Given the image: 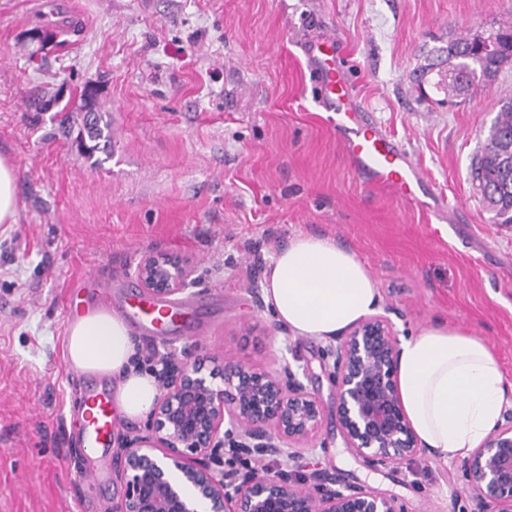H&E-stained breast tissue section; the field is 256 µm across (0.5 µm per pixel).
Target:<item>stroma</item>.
Wrapping results in <instances>:
<instances>
[{
	"label": "stroma",
	"mask_w": 512,
	"mask_h": 512,
	"mask_svg": "<svg viewBox=\"0 0 512 512\" xmlns=\"http://www.w3.org/2000/svg\"><path fill=\"white\" fill-rule=\"evenodd\" d=\"M512 24V0H0V154L16 166L17 221L0 224V504L7 512H108L116 471L83 476L84 374L66 354L71 285L86 272L137 287L141 259H188L195 337L138 336L141 357L217 356L311 371L325 416L303 458L249 467L395 498L404 512H482L463 460L374 469L335 420L329 341L293 336L252 288L296 233L332 237L377 281L398 337L448 323L482 336L512 385V224H496L472 167L512 63L464 99L417 87L427 50ZM334 36L361 115L423 171L409 204L366 186L323 119L309 47ZM98 89L112 156L77 141L82 91Z\"/></svg>",
	"instance_id": "obj_1"
}]
</instances>
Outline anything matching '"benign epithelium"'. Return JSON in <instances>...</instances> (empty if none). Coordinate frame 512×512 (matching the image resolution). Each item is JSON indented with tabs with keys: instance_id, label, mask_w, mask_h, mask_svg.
Returning a JSON list of instances; mask_svg holds the SVG:
<instances>
[{
	"instance_id": "obj_1",
	"label": "benign epithelium",
	"mask_w": 512,
	"mask_h": 512,
	"mask_svg": "<svg viewBox=\"0 0 512 512\" xmlns=\"http://www.w3.org/2000/svg\"><path fill=\"white\" fill-rule=\"evenodd\" d=\"M192 269L166 253L145 256L135 276L151 295L187 289ZM399 339L381 316L354 325L329 348L334 357L336 425L347 448L374 468L426 453L402 406ZM221 384H216V381ZM309 369L282 359L273 370L236 361L169 357L146 436L115 462L124 484L112 512H402L371 490L337 485L328 470L301 483L288 473L227 471L253 458L302 457L324 421ZM468 487L486 512H512V422L497 427L466 461Z\"/></svg>"
}]
</instances>
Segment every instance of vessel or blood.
Segmentation results:
<instances>
[{
  "instance_id": "1",
  "label": "vessel or blood",
  "mask_w": 512,
  "mask_h": 512,
  "mask_svg": "<svg viewBox=\"0 0 512 512\" xmlns=\"http://www.w3.org/2000/svg\"><path fill=\"white\" fill-rule=\"evenodd\" d=\"M336 40L328 36L310 47L309 55L318 73L321 104L326 120L335 128L344 155L363 177L366 185L390 190L399 198H415L417 189L426 185L424 174L400 152L392 138L375 125L360 121L349 99L347 84L336 70L332 58ZM79 290L70 292L69 312H78L83 304L81 291L92 288L111 293V285L87 274L79 280ZM124 314L143 333L157 336L195 330L196 323L186 304H175L163 298L129 292L124 300ZM82 435L96 453L88 466V477L94 478L110 466L108 449L117 426L111 393L93 389L84 397Z\"/></svg>"
}]
</instances>
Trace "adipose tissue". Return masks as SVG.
<instances>
[{
	"label": "adipose tissue",
	"instance_id": "adipose-tissue-1",
	"mask_svg": "<svg viewBox=\"0 0 512 512\" xmlns=\"http://www.w3.org/2000/svg\"><path fill=\"white\" fill-rule=\"evenodd\" d=\"M264 296L289 333L320 340L343 334L379 302L363 260L331 237L303 233L276 248ZM66 350L74 370L111 378L112 400L123 417L151 411L156 380L134 368L137 342L123 317L100 307L75 318ZM397 371L415 434L442 458H467L496 428L506 387L500 360L482 337L445 324L421 329L401 342Z\"/></svg>",
	"mask_w": 512,
	"mask_h": 512
}]
</instances>
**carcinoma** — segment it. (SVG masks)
Listing matches in <instances>:
<instances>
[{
    "label": "carcinoma",
    "mask_w": 512,
    "mask_h": 512,
    "mask_svg": "<svg viewBox=\"0 0 512 512\" xmlns=\"http://www.w3.org/2000/svg\"><path fill=\"white\" fill-rule=\"evenodd\" d=\"M499 62L493 53H479L468 46V36L461 34L448 45L434 47L424 57V64L413 73L417 86L433 83L448 98L465 96L478 85L487 84L488 72ZM83 139L89 142L86 153H109L108 125L99 114L84 122ZM473 182L484 187L483 202L491 219L512 224V101L504 103L490 126L485 144L473 169Z\"/></svg>",
    "instance_id": "carcinoma-1"
}]
</instances>
